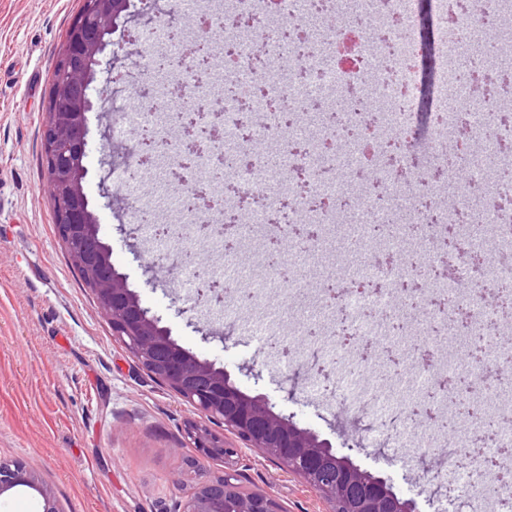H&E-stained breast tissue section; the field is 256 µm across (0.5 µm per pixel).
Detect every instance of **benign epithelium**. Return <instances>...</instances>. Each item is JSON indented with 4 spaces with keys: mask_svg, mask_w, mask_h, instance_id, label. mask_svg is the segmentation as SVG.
Wrapping results in <instances>:
<instances>
[{
    "mask_svg": "<svg viewBox=\"0 0 512 512\" xmlns=\"http://www.w3.org/2000/svg\"><path fill=\"white\" fill-rule=\"evenodd\" d=\"M148 0H83V9L67 30L60 49L59 72L48 107L45 131L48 182L58 203L57 224L61 238L74 255L84 282L94 293L100 310L112 324L115 336L151 375L177 395L197 406L224 427L266 456L288 463V470L302 477L322 494L334 512H412L410 503L398 497L384 480L361 471L313 432L301 428L291 417L275 411L261 395L242 392L224 370L180 347L149 314L137 294L118 276L112 252L99 241L98 218L87 207L83 185L84 166L67 163L70 148L84 159L87 147L86 113L92 109L91 85L96 78L105 35L118 19L145 16ZM193 124L177 116L172 136L196 152L197 143L186 141ZM320 379L325 390L335 393L336 365L321 361L314 352L304 366L294 371V385ZM196 452L203 458H224L234 449L224 447V437L192 424L187 429ZM25 485L42 500V512H63L37 468L24 460H0V496ZM177 512H281L277 501L260 490H244L234 474L196 485Z\"/></svg>",
    "mask_w": 512,
    "mask_h": 512,
    "instance_id": "benign-epithelium-1",
    "label": "benign epithelium"
}]
</instances>
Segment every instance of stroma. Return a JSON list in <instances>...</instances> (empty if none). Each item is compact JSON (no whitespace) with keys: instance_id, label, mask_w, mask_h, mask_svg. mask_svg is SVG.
Segmentation results:
<instances>
[{"instance_id":"stroma-1","label":"stroma","mask_w":512,"mask_h":512,"mask_svg":"<svg viewBox=\"0 0 512 512\" xmlns=\"http://www.w3.org/2000/svg\"><path fill=\"white\" fill-rule=\"evenodd\" d=\"M83 0H0V459L33 463L64 512H173L198 483L237 473L243 488L271 495L284 512H332L331 503L287 467L226 431L143 369L112 335L60 237L48 189L44 132L53 73ZM84 187L117 272L184 349L214 362L249 395L330 442L338 455L384 478L416 512H458L474 478L447 475L437 494L419 459L371 422L349 428L316 380L292 387V368L248 319L231 339L224 321L197 307L198 265L167 271L135 231L128 199L99 195L102 135L112 129V87L93 85ZM259 378L247 376V369ZM222 435L235 456L199 458L185 429Z\"/></svg>"}]
</instances>
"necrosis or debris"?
<instances>
[{
	"instance_id": "obj_1",
	"label": "necrosis or debris",
	"mask_w": 512,
	"mask_h": 512,
	"mask_svg": "<svg viewBox=\"0 0 512 512\" xmlns=\"http://www.w3.org/2000/svg\"><path fill=\"white\" fill-rule=\"evenodd\" d=\"M432 40L424 42L421 0H362L358 28L339 24L327 43L312 36L309 22L336 14V0H205L212 27L223 28L214 47L203 34L158 29L142 57L114 81L112 110L124 123L141 114L139 129L156 136L151 163L131 159L115 187L131 193L149 174L152 193L138 222L145 232L167 225L158 247L182 259L200 250L224 253L223 238H200L199 217L167 188L180 167V144L165 133L181 112L220 113L224 140L205 144L182 186L208 182L223 210L235 215L237 249L278 234L288 238V266L253 276L228 257L214 280L240 286L257 304L263 326L276 323L277 298H300L292 314L298 334L316 326L315 344L328 358L346 361L361 380L359 404L390 402L385 421L393 442L441 450L447 461L466 450L475 433L493 446L512 447V382L488 386L485 367L512 363L501 348L497 298L512 296V123L506 97L484 88L483 77L512 63V32L487 42L483 34L512 17V0H433ZM165 57L158 68L155 57ZM430 59L422 78L421 57ZM153 85V95L137 94ZM471 176L453 205L437 196L435 175L447 172L450 144L460 128ZM224 153V173L213 177L214 151ZM367 253L349 271L350 292L336 299L332 275L314 277L336 243ZM396 252L402 262L380 264L374 253ZM380 336L412 361L414 338L453 335L484 342L479 362L454 361L440 370L470 385L475 409L453 443L443 441L440 420L411 418L413 408L435 400L442 412L453 402L435 394L423 375L399 373L384 384L364 380L362 364L337 343L340 334Z\"/></svg>"
}]
</instances>
